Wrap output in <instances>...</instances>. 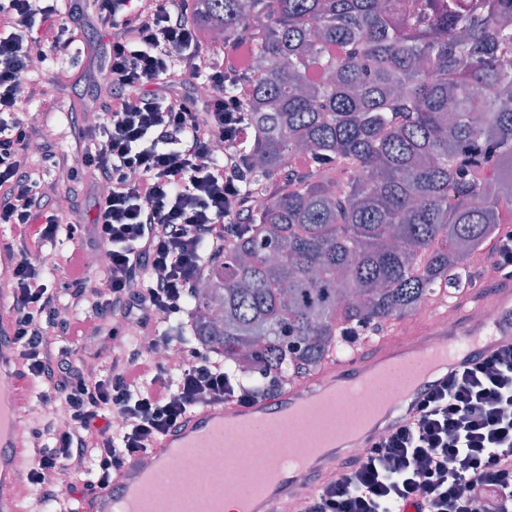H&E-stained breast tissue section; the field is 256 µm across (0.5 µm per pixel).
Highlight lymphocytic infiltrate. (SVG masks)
<instances>
[{"label": "lymphocytic infiltrate", "mask_w": 512, "mask_h": 512, "mask_svg": "<svg viewBox=\"0 0 512 512\" xmlns=\"http://www.w3.org/2000/svg\"><path fill=\"white\" fill-rule=\"evenodd\" d=\"M92 10L111 29L99 65L94 115L63 130L75 152L45 149L62 178L31 167L42 122L18 111L41 101L31 67L65 51L73 25ZM233 82V94L205 98L182 85ZM254 81L209 42L195 0H0V224L8 311L20 376L57 407L32 429L28 480L40 502L71 512L77 496L111 483L128 457L147 451L191 410L258 399L213 352L189 348L182 364L155 361L173 341L159 319L185 326L204 267L244 226L249 171L241 143L253 129L245 112ZM223 142L224 152L213 146ZM91 190L89 246L66 259L65 293L45 279L41 253L59 233L74 234L69 211ZM105 252L94 273L89 250ZM112 336L107 361L87 343ZM88 466L92 482L60 487L61 468ZM512 512V345L479 355L426 392L413 413L391 423L371 447L341 458L335 474L303 494L295 512Z\"/></svg>", "instance_id": "1"}]
</instances>
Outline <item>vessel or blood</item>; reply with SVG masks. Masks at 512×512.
Returning a JSON list of instances; mask_svg holds the SVG:
<instances>
[{
	"mask_svg": "<svg viewBox=\"0 0 512 512\" xmlns=\"http://www.w3.org/2000/svg\"><path fill=\"white\" fill-rule=\"evenodd\" d=\"M512 344V283L494 288L465 310L461 322L435 329L420 327L374 347L370 355L327 365L311 383L294 384L275 396L250 405L224 403L185 415L177 426L156 440L149 454L190 468L195 451L214 452L224 445V425L262 415L291 414L301 405L319 411L324 392L334 394L341 409L354 411L352 441L329 447L330 431L288 432L278 438L262 431L250 433L252 447L263 449L258 472L228 465L212 482L196 490L185 512H291L310 478L335 471L338 459L351 448H367L390 422L416 408L428 389L441 385L449 372L476 356ZM27 380L9 367L0 368V507L24 512L14 485L5 476L24 458L14 434L29 394ZM139 460L126 462L109 487L82 501L77 512H169L164 497L146 496L133 488Z\"/></svg>",
	"mask_w": 512,
	"mask_h": 512,
	"instance_id": "obj_1",
	"label": "vessel or blood"
}]
</instances>
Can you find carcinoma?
I'll return each instance as SVG.
<instances>
[{"mask_svg": "<svg viewBox=\"0 0 512 512\" xmlns=\"http://www.w3.org/2000/svg\"><path fill=\"white\" fill-rule=\"evenodd\" d=\"M252 48L246 195L282 181L195 289L194 335L252 376L447 295L512 219V0H200Z\"/></svg>", "mask_w": 512, "mask_h": 512, "instance_id": "obj_1", "label": "carcinoma"}]
</instances>
